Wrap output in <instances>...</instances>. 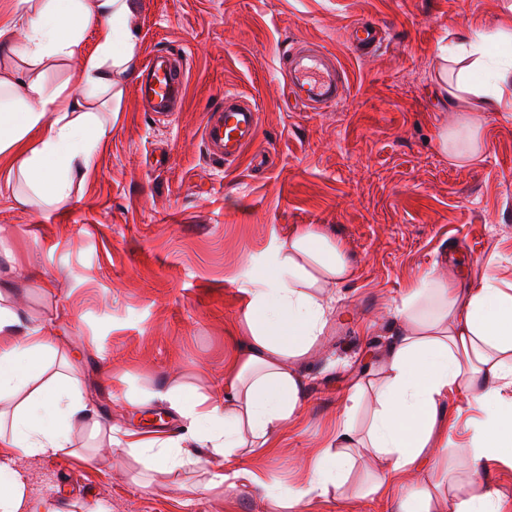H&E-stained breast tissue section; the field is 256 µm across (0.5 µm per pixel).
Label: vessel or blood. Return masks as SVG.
Instances as JSON below:
<instances>
[{
  "mask_svg": "<svg viewBox=\"0 0 512 512\" xmlns=\"http://www.w3.org/2000/svg\"><path fill=\"white\" fill-rule=\"evenodd\" d=\"M386 33L378 24L356 26L349 38L353 51L367 53L381 47ZM282 63L290 89L297 102L318 111L338 102L346 89L345 78L334 57L319 47L290 44ZM185 84L184 67L172 53L152 56L143 67L138 95L148 111L166 114L179 108ZM260 113L246 96L225 92L224 103L211 112L203 130V140L210 156L218 163L232 165L242 159L257 140Z\"/></svg>",
  "mask_w": 512,
  "mask_h": 512,
  "instance_id": "obj_1",
  "label": "vessel or blood"
}]
</instances>
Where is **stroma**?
Listing matches in <instances>:
<instances>
[{"label":"stroma","instance_id":"stroma-1","mask_svg":"<svg viewBox=\"0 0 512 512\" xmlns=\"http://www.w3.org/2000/svg\"><path fill=\"white\" fill-rule=\"evenodd\" d=\"M127 25L137 66L161 51L180 56L185 100L167 120L146 111L135 83L98 104L112 129L93 169L75 179L63 206L22 204V177L0 153V238L15 260V304L49 328L64 372L104 426L90 438L74 426L71 457H12L31 499L64 512H287L261 488H207L224 460L197 470L146 467L116 449L124 431L164 434L166 407L140 404L164 385H190L224 399V372L243 334L242 281L263 274L296 228L315 225L342 245L354 275L335 290L319 347L300 366L301 409L275 448L245 462L267 482L305 486L308 460L330 435L356 385L379 380L394 310L420 277L453 268L512 283V112L488 116L486 150L449 163L438 143L458 113L436 91L454 34L512 29V0H132ZM374 21L387 41L352 55L350 28ZM314 42L334 54L349 93L319 112L289 108L279 71L283 49ZM252 96L260 112L256 147L231 168L202 140L225 91ZM162 165H155L158 155ZM464 399L449 393L441 466L403 477L440 497L476 496L494 483L512 512V448L476 460L460 447L454 419ZM380 458L357 459L345 485L309 497L302 512H397L395 492L368 493Z\"/></svg>","mask_w":512,"mask_h":512}]
</instances>
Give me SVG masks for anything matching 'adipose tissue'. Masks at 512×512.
<instances>
[{
  "label": "adipose tissue",
  "mask_w": 512,
  "mask_h": 512,
  "mask_svg": "<svg viewBox=\"0 0 512 512\" xmlns=\"http://www.w3.org/2000/svg\"><path fill=\"white\" fill-rule=\"evenodd\" d=\"M130 0H42L39 9L18 19H0V51L21 55L39 66L78 56L82 34L103 23L98 54L84 58L81 83L52 85L40 78H17L22 106L0 113V152L12 153L32 199L51 206L70 202L75 178L92 168L110 127L89 108L93 92L121 95V85L136 76L135 38L122 24ZM24 22L26 38L16 44L15 22ZM441 96L459 111L454 126L439 134L450 162L470 164L484 152L482 118L512 110V31L457 37L448 51V68L438 78ZM476 104L481 117L465 114ZM44 129L40 144L25 137ZM352 277L340 244L312 225L301 227L272 254L265 274L241 285L246 304L244 336L231 367L224 372V400L211 401L185 386L147 391L182 420L196 451L174 438L124 433L117 447L149 466L171 470L195 465L198 452L224 457L230 474L210 486L252 484L266 489L289 512H301L305 498L343 486L356 455L371 451L396 477L430 464L444 430L442 402L448 392L464 390L470 412L464 421L466 447L477 459L494 461L512 443V289L487 275L467 288L452 287L447 277L419 278L396 311L399 327L382 358L383 378L374 384L376 407L365 430L351 418L364 392L346 398L345 419L336 430L335 450L315 457L308 484L296 491L267 484L237 459L253 449L269 448L277 431L300 409L297 373L319 345L328 324L336 287ZM10 283L0 284V447L12 454L70 456L72 423L99 434L93 404L72 379L55 374L40 381L38 372L53 350V337L26 322L13 302ZM0 512H57L53 502L33 503L26 486L0 465ZM398 512H502L499 492L486 485L481 495L439 499L431 491H406Z\"/></svg>",
  "instance_id": "1"
}]
</instances>
